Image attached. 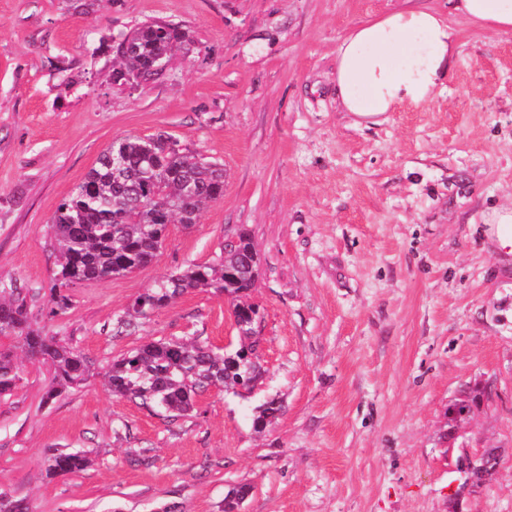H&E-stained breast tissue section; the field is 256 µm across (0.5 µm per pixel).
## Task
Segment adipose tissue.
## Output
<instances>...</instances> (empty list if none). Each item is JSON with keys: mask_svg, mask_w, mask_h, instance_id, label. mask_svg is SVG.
Returning <instances> with one entry per match:
<instances>
[{"mask_svg": "<svg viewBox=\"0 0 512 512\" xmlns=\"http://www.w3.org/2000/svg\"><path fill=\"white\" fill-rule=\"evenodd\" d=\"M457 15L480 30L512 31V0H454ZM455 31L434 8H400L352 26L336 46L342 111L375 124L387 113L426 105L454 66Z\"/></svg>", "mask_w": 512, "mask_h": 512, "instance_id": "obj_1", "label": "adipose tissue"}]
</instances>
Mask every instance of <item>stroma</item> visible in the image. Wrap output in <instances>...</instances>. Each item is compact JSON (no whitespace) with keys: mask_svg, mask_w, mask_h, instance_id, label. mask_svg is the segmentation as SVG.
Here are the masks:
<instances>
[{"mask_svg":"<svg viewBox=\"0 0 512 512\" xmlns=\"http://www.w3.org/2000/svg\"><path fill=\"white\" fill-rule=\"evenodd\" d=\"M424 2L456 31L446 91L358 126L339 109L336 45L407 0H0V281L92 362L47 403L52 366L23 360L0 398V494L30 512H222L247 484L241 512H512V257L483 222L512 203V32ZM149 21L184 37L130 92L113 47ZM159 132L221 165L223 197L170 225L150 266L72 285L50 315L56 207L113 141ZM241 229L261 257L258 388L211 389L173 423L112 398L102 375L130 349L233 335L211 290L115 325ZM270 398L282 410L256 432ZM460 402L469 413L452 418ZM56 449L91 464L47 477ZM488 449L497 471L466 482L458 460Z\"/></svg>","mask_w":512,"mask_h":512,"instance_id":"obj_1","label":"stroma"}]
</instances>
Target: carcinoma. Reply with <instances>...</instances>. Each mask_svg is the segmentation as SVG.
Returning a JSON list of instances; mask_svg holds the SVG:
<instances>
[{
	"label": "carcinoma",
	"mask_w": 512,
	"mask_h": 512,
	"mask_svg": "<svg viewBox=\"0 0 512 512\" xmlns=\"http://www.w3.org/2000/svg\"><path fill=\"white\" fill-rule=\"evenodd\" d=\"M183 34L170 24L144 23L132 31L128 49L116 50L124 69L150 81L163 74V65ZM123 166L112 168V154ZM224 195V170L187 148L174 146L171 136L158 133L147 139L125 137L113 142L98 158L83 181L65 197L51 220L60 249L49 313L69 309L70 298L61 288L131 273L148 266L173 221L194 224L198 215ZM238 245L213 265L190 264L162 277L139 294L117 320L118 332L136 327L176 297L195 289L214 288L238 309L250 299L258 269L250 234L236 232ZM0 337L20 340L28 359L49 361L53 381L45 400L83 384L91 373L90 361L74 348L31 326L26 301L13 286H0ZM13 352L0 349V396L12 394L21 381ZM262 376L257 341L237 337V346L223 353L202 341L172 338L135 347L112 361L104 377L112 396L135 401L158 411L169 421L196 409L197 396L210 389L252 390ZM280 412L275 400L265 402L253 419L258 430L270 426ZM80 450L56 451L47 458L50 475L76 474L88 467ZM251 486L241 484L224 497V512H238Z\"/></svg>",
	"instance_id": "1"
}]
</instances>
